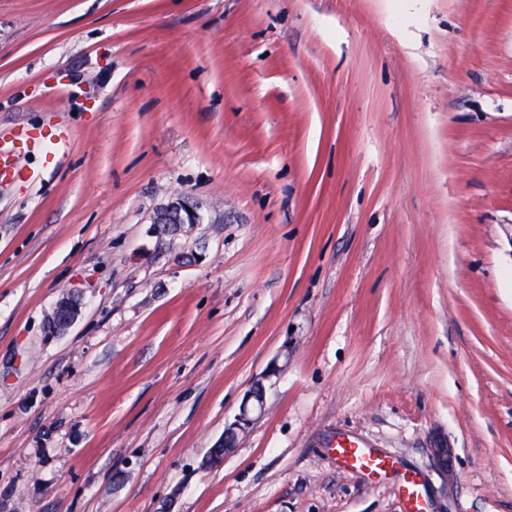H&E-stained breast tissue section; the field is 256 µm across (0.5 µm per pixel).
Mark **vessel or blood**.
Instances as JSON below:
<instances>
[{
    "mask_svg": "<svg viewBox=\"0 0 512 512\" xmlns=\"http://www.w3.org/2000/svg\"><path fill=\"white\" fill-rule=\"evenodd\" d=\"M70 141L69 132L63 127L45 123L17 127L9 150L0 149V184L19 180L23 170L16 162L18 156L40 157L45 168L57 167ZM334 452L346 467L384 476L393 470L394 463L358 439H337ZM406 512H427L428 501L422 483L417 476L405 478L399 487Z\"/></svg>",
    "mask_w": 512,
    "mask_h": 512,
    "instance_id": "1",
    "label": "vessel or blood"
}]
</instances>
